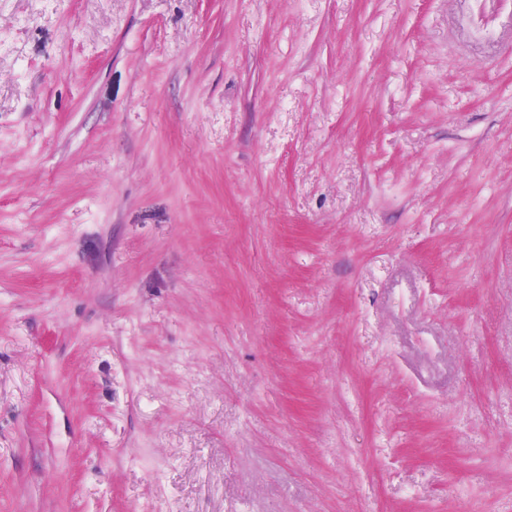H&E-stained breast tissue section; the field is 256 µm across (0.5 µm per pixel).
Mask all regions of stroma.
Listing matches in <instances>:
<instances>
[{"label":"stroma","mask_w":512,"mask_h":512,"mask_svg":"<svg viewBox=\"0 0 512 512\" xmlns=\"http://www.w3.org/2000/svg\"><path fill=\"white\" fill-rule=\"evenodd\" d=\"M0 512H512V0H0Z\"/></svg>","instance_id":"stroma-1"}]
</instances>
